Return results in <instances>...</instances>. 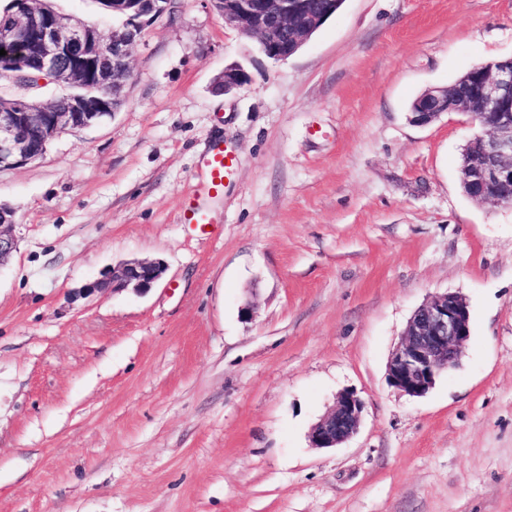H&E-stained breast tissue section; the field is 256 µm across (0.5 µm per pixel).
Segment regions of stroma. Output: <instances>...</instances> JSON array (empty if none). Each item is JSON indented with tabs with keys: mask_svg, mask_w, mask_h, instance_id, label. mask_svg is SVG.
I'll return each mask as SVG.
<instances>
[{
	"mask_svg": "<svg viewBox=\"0 0 512 512\" xmlns=\"http://www.w3.org/2000/svg\"><path fill=\"white\" fill-rule=\"evenodd\" d=\"M511 55L512 0H345L284 61L210 0L148 26L111 119L0 172V512H512V207L461 188L467 115L408 119ZM218 140L214 222L183 223ZM134 260L166 272L74 299ZM445 292L471 338L412 398L388 360ZM345 391L358 432L311 447ZM14 223V211L0 204V266L9 259L16 249V241L10 233Z\"/></svg>",
	"mask_w": 512,
	"mask_h": 512,
	"instance_id": "35a3bbf8",
	"label": "stroma"
}]
</instances>
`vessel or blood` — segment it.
<instances>
[{"label":"vessel or blood","instance_id":"obj_1","mask_svg":"<svg viewBox=\"0 0 512 512\" xmlns=\"http://www.w3.org/2000/svg\"><path fill=\"white\" fill-rule=\"evenodd\" d=\"M233 167V157L224 147L223 142H214L204 159L195 181V197L185 203L182 219L187 224H208L212 217L203 201L217 197L224 185V178Z\"/></svg>","mask_w":512,"mask_h":512}]
</instances>
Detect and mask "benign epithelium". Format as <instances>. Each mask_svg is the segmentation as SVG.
Instances as JSON below:
<instances>
[{"mask_svg": "<svg viewBox=\"0 0 512 512\" xmlns=\"http://www.w3.org/2000/svg\"><path fill=\"white\" fill-rule=\"evenodd\" d=\"M224 21L255 37L279 61L294 55L314 31L336 14L340 0H212ZM15 8L0 15V48L15 51L0 56V66L14 70L19 85L44 78L63 88L95 76L111 87L107 97L72 95L61 103L0 100V171L40 159L50 140L62 133L91 127L112 115L131 79L129 49L142 29L122 24L103 41L96 27L57 12L47 0H12ZM246 84L237 66L224 68L217 89L228 94ZM447 112H463L478 126L465 146L460 181L478 203L512 206V197L498 188L512 184V57L481 63L457 82L424 92L409 120L425 126ZM14 211L0 204V266L16 249L10 233ZM166 271L160 261L124 262L79 291L83 298L123 291H146ZM471 338L470 311L456 293L432 296L410 319L404 338L389 361L392 386L411 397L424 396L439 375L456 368ZM362 401L344 392L335 406L309 432L313 448H336L357 431Z\"/></svg>", "mask_w": 512, "mask_h": 512, "instance_id": "benign-epithelium-1", "label": "benign epithelium"}]
</instances>
